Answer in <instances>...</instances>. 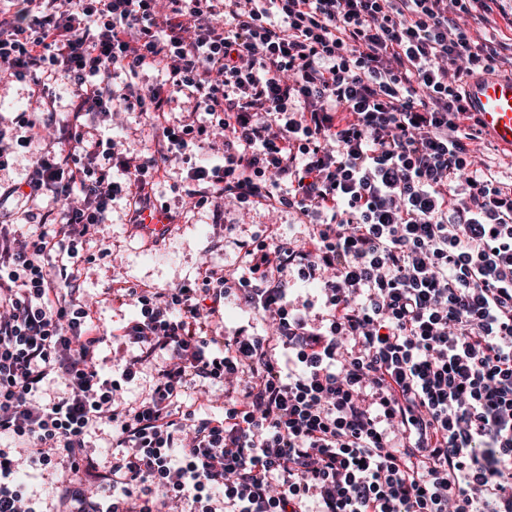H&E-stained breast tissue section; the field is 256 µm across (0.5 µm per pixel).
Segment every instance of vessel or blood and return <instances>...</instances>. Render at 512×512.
<instances>
[{"label":"vessel or blood","instance_id":"obj_1","mask_svg":"<svg viewBox=\"0 0 512 512\" xmlns=\"http://www.w3.org/2000/svg\"><path fill=\"white\" fill-rule=\"evenodd\" d=\"M469 106L477 112L486 132L501 145L512 148V77H476L467 85ZM173 229L162 210L144 213L135 230L148 241L167 237Z\"/></svg>","mask_w":512,"mask_h":512}]
</instances>
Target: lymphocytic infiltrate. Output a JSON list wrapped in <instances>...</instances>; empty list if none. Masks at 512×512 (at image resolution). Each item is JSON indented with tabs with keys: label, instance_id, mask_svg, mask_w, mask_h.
Masks as SVG:
<instances>
[{
	"label": "lymphocytic infiltrate",
	"instance_id": "obj_1",
	"mask_svg": "<svg viewBox=\"0 0 512 512\" xmlns=\"http://www.w3.org/2000/svg\"><path fill=\"white\" fill-rule=\"evenodd\" d=\"M511 44L505 0H0V81L36 101L0 128V170L32 155L0 191L29 205L0 213V512H512V180L464 97ZM116 112L149 127L139 155ZM174 156L194 208L306 233L265 225L191 283L114 279L113 332L88 246L116 198L156 209ZM230 301L262 331L214 334ZM215 383L219 412L189 405Z\"/></svg>",
	"mask_w": 512,
	"mask_h": 512
}]
</instances>
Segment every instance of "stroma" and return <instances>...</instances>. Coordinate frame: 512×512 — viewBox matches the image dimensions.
<instances>
[{
  "label": "stroma",
  "instance_id": "obj_1",
  "mask_svg": "<svg viewBox=\"0 0 512 512\" xmlns=\"http://www.w3.org/2000/svg\"><path fill=\"white\" fill-rule=\"evenodd\" d=\"M157 199L182 216L167 239L147 242L136 233L125 216L124 200L112 204V221L102 226L97 240L109 245L110 257L86 265L81 276V286L89 300L95 301V319L108 327H119L132 317V309L114 310L104 290L119 276L132 282H144L159 288L193 281L201 263L207 262L227 269L239 263L238 240L247 238L262 225H280L282 232L301 235L294 216L264 207L244 214L232 206H225L220 223H213L206 210L183 209L185 194L175 187L172 179H160ZM234 225V232H227V225Z\"/></svg>",
  "mask_w": 512,
  "mask_h": 512
}]
</instances>
